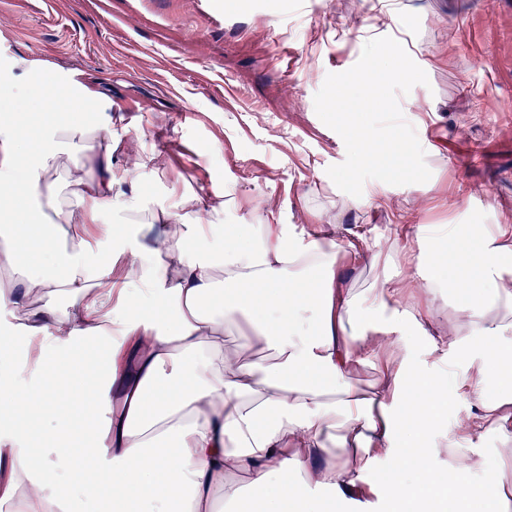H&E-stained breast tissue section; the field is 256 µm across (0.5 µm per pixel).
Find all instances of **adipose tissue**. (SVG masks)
I'll use <instances>...</instances> for the list:
<instances>
[{"instance_id":"obj_1","label":"adipose tissue","mask_w":512,"mask_h":512,"mask_svg":"<svg viewBox=\"0 0 512 512\" xmlns=\"http://www.w3.org/2000/svg\"><path fill=\"white\" fill-rule=\"evenodd\" d=\"M0 96V309L19 323L0 336V497L13 512H61L63 455L91 462L105 512H317L316 490L364 491L379 465L390 512H512V388L486 393L492 370L512 376L501 226H422L406 257L265 219L228 225L233 190L164 204L122 189L163 169L97 87L61 71L20 87L5 66ZM158 224L161 246L134 243ZM449 239L463 249L444 272ZM366 267L369 281L350 279ZM444 297L455 313L433 336ZM244 315L249 333L225 351ZM367 367L376 377L358 385ZM453 388L477 410L449 416ZM487 429L493 466L473 444Z\"/></svg>"}]
</instances>
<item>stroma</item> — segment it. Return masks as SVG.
<instances>
[{
	"label": "stroma",
	"mask_w": 512,
	"mask_h": 512,
	"mask_svg": "<svg viewBox=\"0 0 512 512\" xmlns=\"http://www.w3.org/2000/svg\"><path fill=\"white\" fill-rule=\"evenodd\" d=\"M0 63L27 80L46 62L101 88L112 111L162 154L139 188L164 203L184 187L235 190L231 224L270 214L306 232L307 212L345 198L326 173L345 144L314 109L327 74L390 36L428 77L400 96L431 171L429 192L392 186L358 221L370 240L409 248L421 225L512 226V0H0ZM90 464L62 461L66 512H103Z\"/></svg>",
	"instance_id": "1"
}]
</instances>
